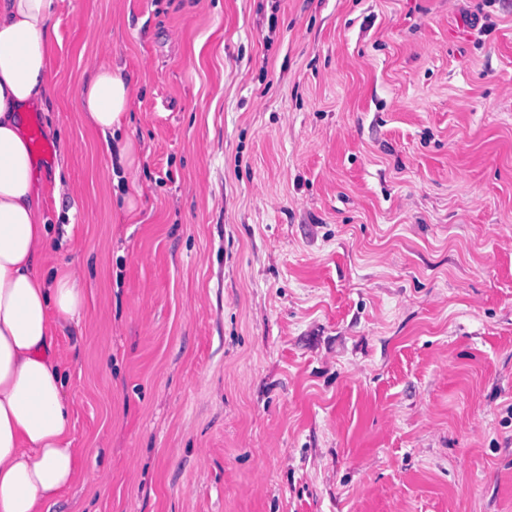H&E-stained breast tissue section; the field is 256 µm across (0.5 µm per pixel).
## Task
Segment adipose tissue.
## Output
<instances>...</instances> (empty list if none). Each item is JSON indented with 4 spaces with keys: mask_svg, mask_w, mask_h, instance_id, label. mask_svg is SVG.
Here are the masks:
<instances>
[{
    "mask_svg": "<svg viewBox=\"0 0 512 512\" xmlns=\"http://www.w3.org/2000/svg\"><path fill=\"white\" fill-rule=\"evenodd\" d=\"M53 0H0V512H43L78 479L57 332L79 319L84 299L73 268L42 273L50 231L25 129L52 94ZM135 84L101 60L78 107L101 134L124 126Z\"/></svg>",
    "mask_w": 512,
    "mask_h": 512,
    "instance_id": "ef3b65f1",
    "label": "adipose tissue"
}]
</instances>
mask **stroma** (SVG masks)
I'll list each match as a JSON object with an SVG mask.
<instances>
[{
	"instance_id": "35a3bbf8",
	"label": "stroma",
	"mask_w": 512,
	"mask_h": 512,
	"mask_svg": "<svg viewBox=\"0 0 512 512\" xmlns=\"http://www.w3.org/2000/svg\"><path fill=\"white\" fill-rule=\"evenodd\" d=\"M52 22L41 266L85 305L49 512H512V0ZM96 58L137 86L129 171L75 105Z\"/></svg>"
}]
</instances>
